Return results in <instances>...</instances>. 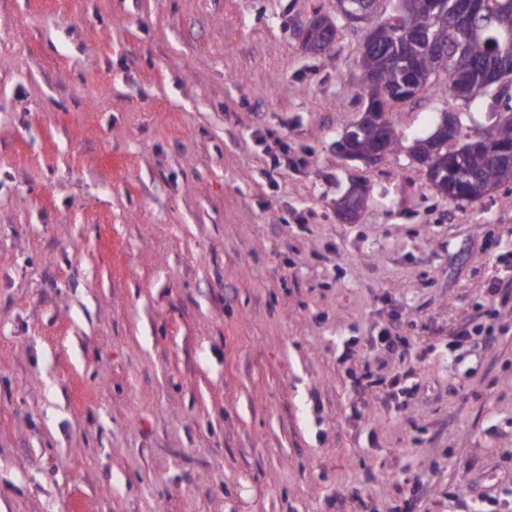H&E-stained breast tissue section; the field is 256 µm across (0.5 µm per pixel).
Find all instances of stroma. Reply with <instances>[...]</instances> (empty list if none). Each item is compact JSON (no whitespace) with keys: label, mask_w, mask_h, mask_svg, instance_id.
Instances as JSON below:
<instances>
[{"label":"stroma","mask_w":512,"mask_h":512,"mask_svg":"<svg viewBox=\"0 0 512 512\" xmlns=\"http://www.w3.org/2000/svg\"><path fill=\"white\" fill-rule=\"evenodd\" d=\"M335 6L0 0V512H512V184L337 152L363 31L296 35ZM444 112L488 126L392 118ZM364 189L352 184L349 186L343 199V205L340 208V215L345 222L354 220L357 214L363 210ZM398 330V326L387 328L381 336H378V339L385 350L396 353L400 359L404 360L411 354V343L408 338L400 336Z\"/></svg>","instance_id":"obj_1"}]
</instances>
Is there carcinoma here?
<instances>
[{
  "mask_svg": "<svg viewBox=\"0 0 512 512\" xmlns=\"http://www.w3.org/2000/svg\"><path fill=\"white\" fill-rule=\"evenodd\" d=\"M378 2L383 0H336V14H318L303 28L305 48L317 52L333 44L341 23L339 13L348 7L353 9L351 20L365 29L364 49L358 59L359 87L365 102L380 104L408 78L417 92L432 89L442 95L463 87V100L470 104L487 98L507 100L501 110L490 108L495 121L482 134L479 151H471L472 137L459 131L438 137L430 154L431 161L446 167L449 176L466 177L461 202L476 201L488 194V189L511 183L512 174H505L492 154L499 142L512 146V71L501 76L508 83L497 86L484 82V70L494 60L500 41L498 19L505 15L512 18V0H486L476 38L470 36L469 25L455 12L454 0H405V18L394 12L375 23L373 7ZM352 131L354 148L359 152L373 149L383 133L390 152L407 148L412 154L428 142L419 139L408 148L394 122H389L385 131L373 117L360 118Z\"/></svg>",
  "mask_w": 512,
  "mask_h": 512,
  "instance_id": "1",
  "label": "carcinoma"
}]
</instances>
